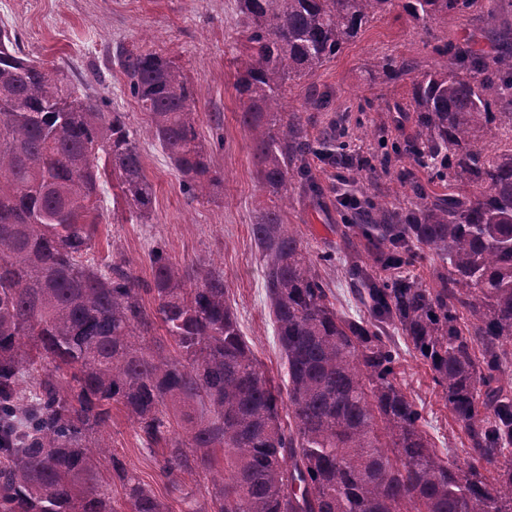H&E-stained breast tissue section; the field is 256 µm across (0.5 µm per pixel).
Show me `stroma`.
Wrapping results in <instances>:
<instances>
[{
	"mask_svg": "<svg viewBox=\"0 0 512 512\" xmlns=\"http://www.w3.org/2000/svg\"><path fill=\"white\" fill-rule=\"evenodd\" d=\"M6 29L23 55L68 72L81 91L120 112L138 141L143 171L155 191L150 220H142L119 188H106L95 246L96 261L112 257L129 261L141 278L151 276L149 253L161 245L176 263L223 272L228 302L237 314L241 334L256 353L263 371L275 381L284 378L273 316L263 283L262 261L251 226L272 196L259 183L250 139L241 123L244 103L236 89L235 55L243 41L236 0H0V29ZM512 32V7L495 17L449 14L428 24L402 7L372 20L338 55L312 78L289 82L285 96L299 108L310 89L328 92L323 108L307 112L312 140L331 127L345 129L369 170L354 186L357 196H394L400 172L426 192H436L426 173L405 159L383 167L391 145L407 141L411 121L388 111V104L408 100L413 75L447 68L437 45L475 37L490 47L495 36ZM141 49L158 53L178 65L198 94L197 129L211 151L224 186L211 198L189 200L182 178L149 132L150 119L129 91V79L117 62L120 52ZM412 60L413 75L373 79L371 63L380 57ZM308 167L322 191L312 195L290 185L284 221L307 248L331 290L340 313L364 315L349 272L352 251L347 246V222L336 192V168L321 152L311 153ZM332 254V262L321 259ZM400 359L396 379L423 415V428L438 455L467 468V437L445 404L431 372L393 333ZM113 448L171 512H180L159 469L157 455L143 449L124 412L113 410L106 428Z\"/></svg>",
	"mask_w": 512,
	"mask_h": 512,
	"instance_id": "35a3bbf8",
	"label": "stroma"
}]
</instances>
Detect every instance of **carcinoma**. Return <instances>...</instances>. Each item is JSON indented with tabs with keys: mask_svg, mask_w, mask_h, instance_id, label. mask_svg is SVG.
I'll use <instances>...</instances> for the list:
<instances>
[{
	"mask_svg": "<svg viewBox=\"0 0 512 512\" xmlns=\"http://www.w3.org/2000/svg\"><path fill=\"white\" fill-rule=\"evenodd\" d=\"M245 43L235 88L245 99L260 184L281 205L252 234L288 381L274 384L243 340L224 273L153 251L152 280L123 259L89 257L106 179L149 219L154 189L123 113L106 112L60 68L21 54L0 29V512H169L127 470L101 429L121 406L182 512H204L179 476L212 482L209 512H512V148L487 140L512 125V48L444 44L445 70L412 81L416 133L406 153L448 188L412 186L405 207L342 190L351 236L384 269L428 248L448 264L436 288L351 267L368 318L336 310L307 249L282 219L288 185L312 193L310 140L287 82L313 76L396 0H237ZM427 23L499 0H402ZM119 64L153 137L191 199L222 186L196 126L197 91L172 61L127 51ZM412 65L376 59L373 75ZM338 130L324 155L359 173ZM152 307H147L145 297ZM163 328L174 352L155 336ZM394 328L428 365L473 465L440 458L395 378ZM291 408L283 426L280 410ZM107 471L122 485L112 500Z\"/></svg>",
	"mask_w": 512,
	"mask_h": 512,
	"instance_id": "obj_1",
	"label": "carcinoma"
}]
</instances>
